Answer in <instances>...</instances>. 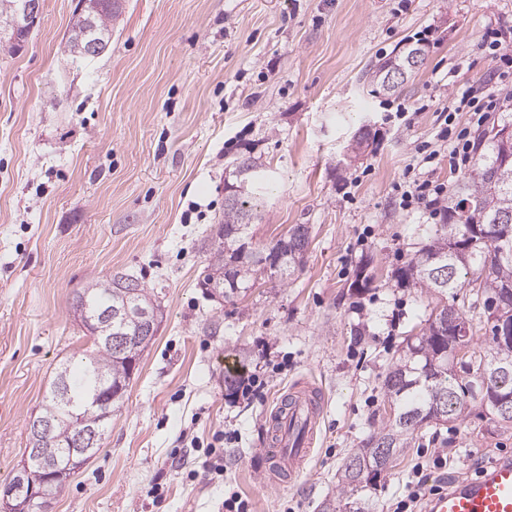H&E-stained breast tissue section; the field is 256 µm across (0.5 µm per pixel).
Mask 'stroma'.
I'll list each match as a JSON object with an SVG mask.
<instances>
[{
	"mask_svg": "<svg viewBox=\"0 0 512 512\" xmlns=\"http://www.w3.org/2000/svg\"><path fill=\"white\" fill-rule=\"evenodd\" d=\"M76 3L43 0L24 46L0 44V487L58 368L90 345L75 292L120 273L154 291L163 320L100 450L49 512H224L234 491L252 512H325L348 456L389 419L385 377L437 302L400 277L435 221L401 209L395 187L426 144L441 152L432 179H458L437 138L443 109L490 85L480 45L512 29V0H124L90 58L65 50ZM412 37L430 42L420 67L371 93L367 66ZM363 125L373 141L347 161ZM247 152L272 177L253 248L294 224L310 244L291 279L222 302L200 281L224 180ZM240 364L259 382L226 395ZM304 378L325 394L321 430L303 473L272 488L264 418ZM219 433L216 476L205 462ZM444 448L456 454L434 468ZM510 458L512 428L470 405L416 432L378 476L373 510L389 512L415 463L446 486Z\"/></svg>",
	"mask_w": 512,
	"mask_h": 512,
	"instance_id": "obj_1",
	"label": "stroma"
}]
</instances>
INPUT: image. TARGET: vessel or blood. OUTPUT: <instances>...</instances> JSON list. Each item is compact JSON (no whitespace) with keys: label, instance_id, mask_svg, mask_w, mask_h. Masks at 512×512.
<instances>
[{"label":"vessel or blood","instance_id":"vessel-or-blood-1","mask_svg":"<svg viewBox=\"0 0 512 512\" xmlns=\"http://www.w3.org/2000/svg\"><path fill=\"white\" fill-rule=\"evenodd\" d=\"M322 391L303 380L289 388L266 415L270 436L260 451L261 474L275 485L279 473L296 476L315 446L322 419ZM429 512H512V461L497 464L476 479H458L434 497Z\"/></svg>","mask_w":512,"mask_h":512}]
</instances>
